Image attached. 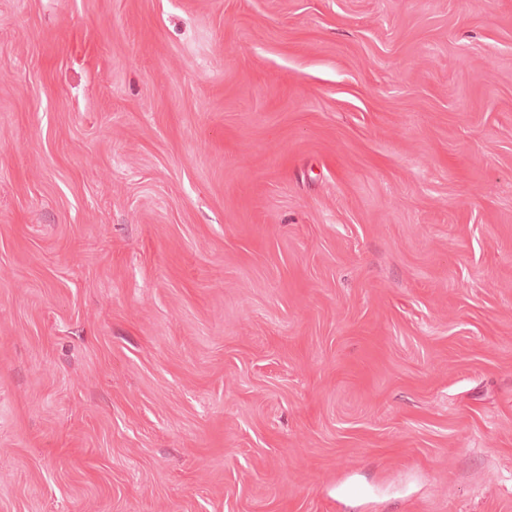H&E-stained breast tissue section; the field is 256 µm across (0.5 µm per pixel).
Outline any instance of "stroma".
Masks as SVG:
<instances>
[{
  "label": "stroma",
  "mask_w": 512,
  "mask_h": 512,
  "mask_svg": "<svg viewBox=\"0 0 512 512\" xmlns=\"http://www.w3.org/2000/svg\"><path fill=\"white\" fill-rule=\"evenodd\" d=\"M0 512H512V0H0Z\"/></svg>",
  "instance_id": "obj_1"
}]
</instances>
